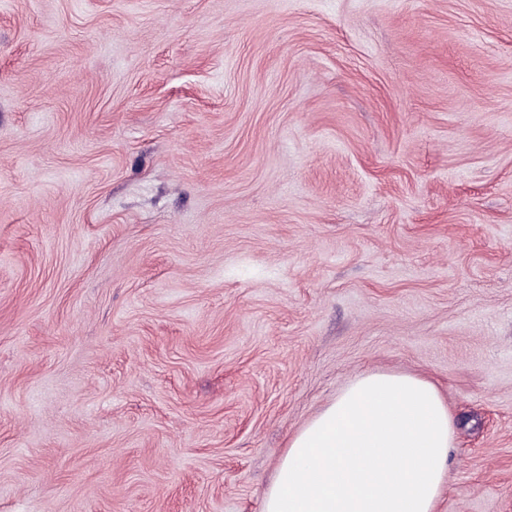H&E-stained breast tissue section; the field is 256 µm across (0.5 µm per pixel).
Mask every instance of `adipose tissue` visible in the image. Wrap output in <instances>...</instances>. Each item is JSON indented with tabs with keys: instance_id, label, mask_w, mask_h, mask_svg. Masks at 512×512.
<instances>
[{
	"instance_id": "ef3b65f1",
	"label": "adipose tissue",
	"mask_w": 512,
	"mask_h": 512,
	"mask_svg": "<svg viewBox=\"0 0 512 512\" xmlns=\"http://www.w3.org/2000/svg\"><path fill=\"white\" fill-rule=\"evenodd\" d=\"M453 446L431 380L360 374L290 437L262 512H435Z\"/></svg>"
}]
</instances>
